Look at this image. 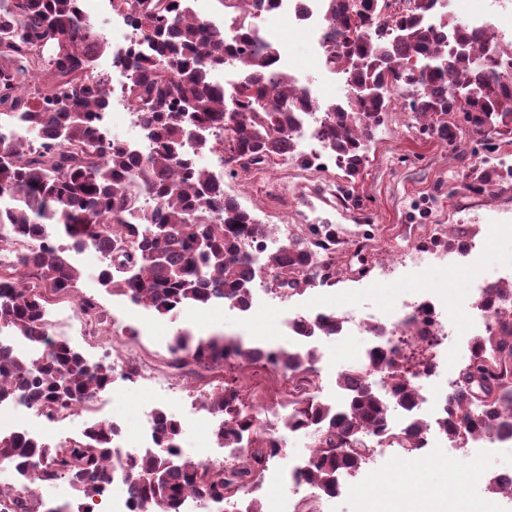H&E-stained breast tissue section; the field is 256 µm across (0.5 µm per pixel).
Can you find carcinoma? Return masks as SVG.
Listing matches in <instances>:
<instances>
[{
  "instance_id": "cac0c4a2",
  "label": "carcinoma",
  "mask_w": 512,
  "mask_h": 512,
  "mask_svg": "<svg viewBox=\"0 0 512 512\" xmlns=\"http://www.w3.org/2000/svg\"><path fill=\"white\" fill-rule=\"evenodd\" d=\"M136 31L135 44L116 62L127 73L124 105L145 116L147 155L131 152L102 123L109 101L107 79L96 70L109 48L82 0H0V124L21 123L36 145L0 140V252L25 247L17 263L0 274V332L45 354L27 357L0 342V402L20 401L48 416L86 405L112 384L110 363H89L68 341L49 339L46 309L75 292L80 270L57 248L58 239L77 249L96 244L104 251L99 283L165 319L187 305L228 302L244 308L260 274L266 287L298 294L312 285L306 273L320 267L313 245H336L338 224H310V241L291 239L266 254L264 267L250 265L246 246L265 238L270 225L226 199L224 185L197 165L204 149L228 152L225 175L263 170L294 156L289 129L301 95L288 71L271 69L276 44L255 35L247 20L229 43L224 30L189 12L183 0H108ZM436 0H415L400 17L384 0H355L347 13L331 0L330 23L341 42L327 55L343 64L345 100L326 106L321 137L332 157L343 159L353 178L365 166V148L388 111L389 81L399 78L410 94L408 108L425 133L454 146L460 124L438 118L459 116L480 137L512 124V63L487 52L484 39L459 26L448 35L451 49L432 53L430 12ZM235 65L240 79L231 88L216 71ZM81 316L95 333L107 320L91 297L79 299ZM474 349L448 392L442 430L452 438L512 429V319L474 338ZM168 367L185 375L224 365L264 367V347L224 335L196 336L178 330L169 343ZM319 353L284 351L283 372L317 377ZM415 364L377 351L372 364L337 375L340 402L288 392L284 428L304 427L313 437L302 475L322 495L341 490L339 477L358 470L371 438L412 454L420 449L424 422L405 428L390 423L392 408L412 411L417 399ZM205 408L223 417L213 436L238 455L229 464L201 463L179 453L182 425L158 411V448L131 458L125 480L136 512H180L188 494L234 512H262L260 501L238 507L236 495L257 483L275 451L250 435L251 408L236 386L220 385ZM119 430L93 422L78 440L50 445L40 439L0 437V463L17 468L27 460L42 465L41 482L65 478L80 501L102 496L106 470ZM0 495L13 512H69L49 506L30 491L10 487Z\"/></svg>"
}]
</instances>
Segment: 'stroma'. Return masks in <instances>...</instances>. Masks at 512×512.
<instances>
[{"instance_id": "1", "label": "stroma", "mask_w": 512, "mask_h": 512, "mask_svg": "<svg viewBox=\"0 0 512 512\" xmlns=\"http://www.w3.org/2000/svg\"><path fill=\"white\" fill-rule=\"evenodd\" d=\"M259 24L286 49L295 72L311 74L320 87L323 103L344 98V86L316 69L309 35L273 16L261 18ZM480 165L485 167L488 178L477 192L470 184L474 167ZM327 178L333 185L349 188V202L328 194H312L299 197L297 205L288 209L272 210L263 205L261 187L256 182L242 177L228 179L224 189L263 224H300L312 212L351 232L357 231L360 224L372 223L374 241L360 248L343 249L340 264L344 273L335 286L306 289L284 304L269 299L247 316L217 303L186 307L174 319L167 320L156 317L144 306L106 292L98 281L102 259L86 248L71 255L73 264L82 272L77 293L95 297L119 322L104 325L99 334L81 339L77 336L76 318L66 317L74 346L92 362L109 361L120 355L150 364L162 373L166 370L169 340L178 329L198 335L244 336L258 345L287 348L292 340L282 325L285 307L301 311L317 299L335 307L368 304L387 317L403 296L428 291L442 298L449 323L466 328L468 278L490 274L496 267L512 262V134L496 135L485 142L473 138L468 147L454 151L436 137L421 134L401 99L391 104L378 127L361 175L352 180L332 167ZM431 224L475 225L485 247L464 267L451 254L443 261L431 260L422 269H405L392 278L379 279L375 271L379 260L375 240L401 243ZM363 266L368 269L367 275L355 276V269ZM370 342L367 335L320 342L317 369L323 399H335L338 371L358 364L362 350ZM263 378L262 369L245 365L219 368L200 380L177 375L173 381L179 391L173 399L152 381L137 385L119 381L112 390L100 393L81 420L116 423L123 442L132 446L139 439L142 412L162 408L181 417L183 446L212 448L216 441L206 413L187 418L184 409L201 405L220 382L228 380L240 386ZM378 458V466L366 471L361 482L344 484L341 494L329 501H318L316 490L309 487L290 494L287 485L275 482L267 474L250 487L249 496L262 501L279 498L292 504L306 502L313 512H463L484 501L500 504V512H512V496L491 492L487 487L488 478L512 467V447L476 448L466 459L449 456L444 448L403 459L383 448Z\"/></svg>"}]
</instances>
